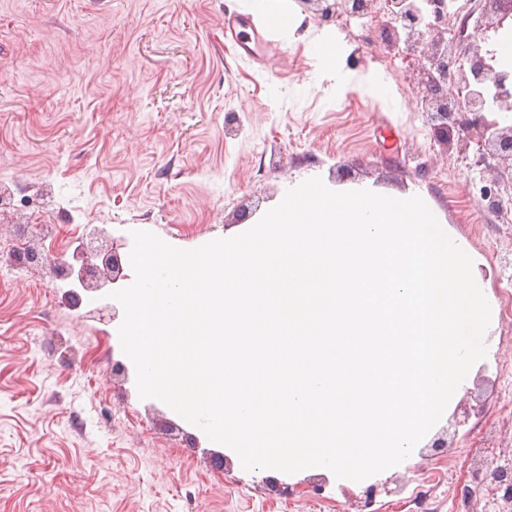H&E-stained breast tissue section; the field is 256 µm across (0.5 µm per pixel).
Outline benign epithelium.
Wrapping results in <instances>:
<instances>
[{
	"label": "benign epithelium",
	"instance_id": "benign-epithelium-1",
	"mask_svg": "<svg viewBox=\"0 0 512 512\" xmlns=\"http://www.w3.org/2000/svg\"><path fill=\"white\" fill-rule=\"evenodd\" d=\"M314 6L315 14L330 20L341 14L362 17L371 12L378 0H305ZM482 3L479 17L469 24L466 16L457 35L459 53L448 52V18L445 0H384L383 10L393 26L388 47L416 51L419 40L430 34L422 47L428 66L418 72L417 88L423 94L426 113L437 122L440 141L448 146L453 130H475L485 154L512 168V125H501L490 117L493 112H512V74L495 68V50L482 49L491 35L512 29V0H478ZM42 224L23 227L24 253L22 263L28 266H51L61 279H74L87 292H97L108 283L117 282L122 274V258L117 241L103 228L87 224L78 239L71 259L35 245V238L44 234ZM478 406L464 395L453 413V425L466 424ZM512 460V454L485 460L478 466L484 480L492 481L497 496L484 499L481 512H512V477L497 460Z\"/></svg>",
	"mask_w": 512,
	"mask_h": 512
}]
</instances>
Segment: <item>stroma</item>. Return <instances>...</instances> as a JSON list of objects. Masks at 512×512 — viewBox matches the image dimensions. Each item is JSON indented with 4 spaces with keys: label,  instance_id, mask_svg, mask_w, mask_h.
I'll list each match as a JSON object with an SVG mask.
<instances>
[{
    "label": "stroma",
    "instance_id": "obj_1",
    "mask_svg": "<svg viewBox=\"0 0 512 512\" xmlns=\"http://www.w3.org/2000/svg\"><path fill=\"white\" fill-rule=\"evenodd\" d=\"M295 35L257 25L249 0H0V246L48 224L44 248L105 228L129 257L146 230L193 249L257 223L289 185L419 189L479 260L493 297L512 290V223L481 198L512 187L477 133L441 150L413 86L420 53L383 44L386 17L327 23L303 0ZM346 46L350 78L316 75L313 45ZM393 84L395 110L368 88ZM51 268L0 270V512H448L449 492L512 450V316L486 342L494 357L482 411L450 448H417L378 473L392 494L365 505L366 481L331 471H246L229 448L166 404L140 398L105 300L63 297ZM322 493H314L315 485Z\"/></svg>",
    "mask_w": 512,
    "mask_h": 512
}]
</instances>
